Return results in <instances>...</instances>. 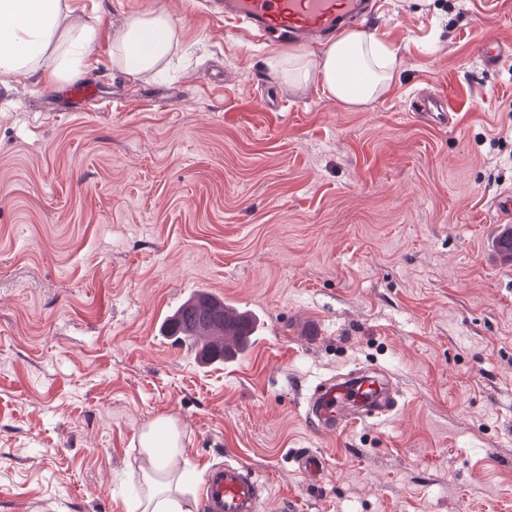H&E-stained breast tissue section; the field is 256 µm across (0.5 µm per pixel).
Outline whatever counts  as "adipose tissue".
<instances>
[{
	"label": "adipose tissue",
	"mask_w": 512,
	"mask_h": 512,
	"mask_svg": "<svg viewBox=\"0 0 512 512\" xmlns=\"http://www.w3.org/2000/svg\"><path fill=\"white\" fill-rule=\"evenodd\" d=\"M68 0H0V77L67 81L78 77L95 40L93 24H66ZM176 21L164 10L130 16L113 41V60L137 78L155 69L179 42ZM288 72L299 84L319 78L326 95L345 107H361L389 90L396 54L362 31L343 34L310 55L288 57ZM180 432L172 419H155L141 433L143 485L139 512H196L191 484L172 463L180 451Z\"/></svg>",
	"instance_id": "obj_1"
}]
</instances>
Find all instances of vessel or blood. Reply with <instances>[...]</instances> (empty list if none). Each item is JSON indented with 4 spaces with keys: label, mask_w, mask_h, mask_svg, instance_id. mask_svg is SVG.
Returning a JSON list of instances; mask_svg holds the SVG:
<instances>
[{
    "label": "vessel or blood",
    "mask_w": 512,
    "mask_h": 512,
    "mask_svg": "<svg viewBox=\"0 0 512 512\" xmlns=\"http://www.w3.org/2000/svg\"><path fill=\"white\" fill-rule=\"evenodd\" d=\"M209 12L249 23L254 39L309 45L335 37L353 24L369 22L375 0H209ZM318 423H333L347 406L387 407L378 381L365 375L326 382L314 393ZM207 512H257L260 483L254 470L238 461L210 468L203 478Z\"/></svg>",
    "instance_id": "vessel-or-blood-1"
}]
</instances>
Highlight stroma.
Listing matches in <instances>:
<instances>
[{"label":"stroma","mask_w":512,"mask_h":512,"mask_svg":"<svg viewBox=\"0 0 512 512\" xmlns=\"http://www.w3.org/2000/svg\"><path fill=\"white\" fill-rule=\"evenodd\" d=\"M71 3L115 107L0 81V512H128L159 417L187 481L254 468L258 512H512V51L475 53L512 44V0H381L365 30L400 67L356 108L205 0ZM149 9L181 36L133 79L113 37ZM445 91L452 118L418 112ZM199 291L257 316L243 357L163 335ZM353 370L388 377L392 415L310 429L315 386Z\"/></svg>","instance_id":"1"}]
</instances>
